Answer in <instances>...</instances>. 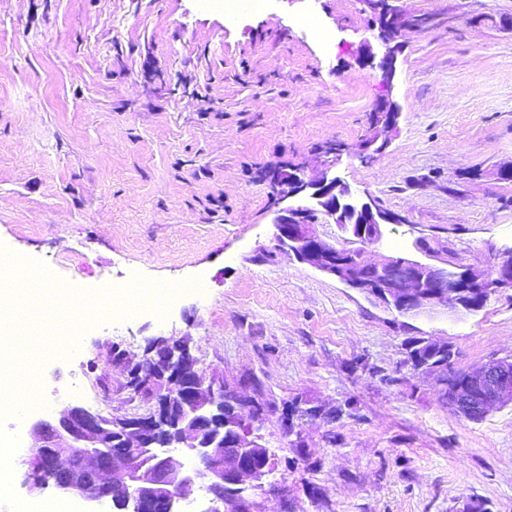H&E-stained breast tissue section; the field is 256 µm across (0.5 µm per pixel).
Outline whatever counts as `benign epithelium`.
<instances>
[{
    "label": "benign epithelium",
    "mask_w": 512,
    "mask_h": 512,
    "mask_svg": "<svg viewBox=\"0 0 512 512\" xmlns=\"http://www.w3.org/2000/svg\"><path fill=\"white\" fill-rule=\"evenodd\" d=\"M404 0H361L378 30L383 52L366 51L368 64L381 71L391 86L403 31L425 29L431 18L409 13ZM401 114L400 106L385 95L375 109V121L386 134ZM278 200L290 201L279 210L274 225L280 246L300 262L334 277L404 315H432L460 308H482L498 288L512 287V248L500 254L490 271L447 267L404 257H384L357 273L351 249L338 248L317 234V214L333 221L353 242L380 239L382 225L397 218L373 202L352 199L347 184L323 172L310 179L298 170L272 177ZM108 354L129 398L147 409L121 417H104L81 406L58 416L40 419L31 430L39 444L21 461L22 485L32 495L52 487L61 494L86 501L112 503L115 512H182L180 505L195 491V476L210 507L204 512H262L255 491L265 490L276 462L257 434L259 424L275 402L255 391L241 394L252 377L229 382L207 376L197 368L187 341L152 338L142 354L133 355L119 344ZM419 380L442 376L440 365H419L412 370ZM453 377V373L446 374ZM512 404V357L498 358L465 372L462 383L448 385V409L470 422L492 410ZM296 418L284 433L303 442L299 421L321 416L319 406L298 398ZM184 449L201 469L192 476L171 452Z\"/></svg>",
    "instance_id": "benign-epithelium-1"
}]
</instances>
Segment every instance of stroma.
<instances>
[{
	"mask_svg": "<svg viewBox=\"0 0 512 512\" xmlns=\"http://www.w3.org/2000/svg\"><path fill=\"white\" fill-rule=\"evenodd\" d=\"M437 19L409 29L391 84L359 0H270L228 19L208 0H0V244L42 262L53 286L143 277L204 281L164 318L103 314L71 357L35 351L47 413L131 411L107 348L188 337L199 368L254 373L276 403L302 396L341 419L305 422L304 445L264 417L285 495L263 512H512V405L479 423L435 381L400 369L414 337L445 338L467 370L512 356V288L475 312L407 316L281 249L270 178L332 173L399 221L365 260L487 271L512 247V0H406ZM314 14L330 45L299 25ZM510 25H503V18ZM396 132L365 162L381 94ZM399 373L391 386L381 373Z\"/></svg>",
	"mask_w": 512,
	"mask_h": 512,
	"instance_id": "stroma-1",
	"label": "stroma"
}]
</instances>
